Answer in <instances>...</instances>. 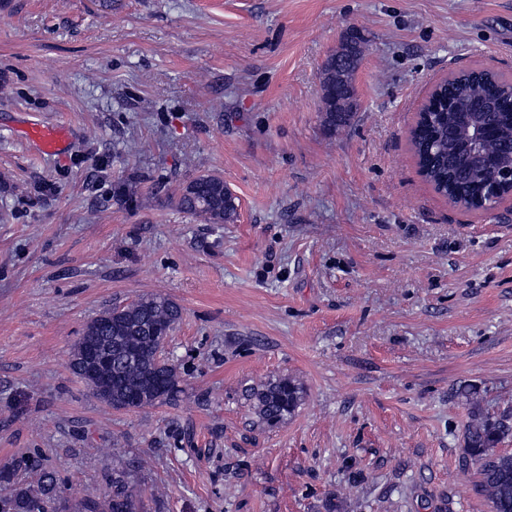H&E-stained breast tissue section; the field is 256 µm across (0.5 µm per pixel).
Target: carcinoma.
<instances>
[{
  "mask_svg": "<svg viewBox=\"0 0 512 512\" xmlns=\"http://www.w3.org/2000/svg\"><path fill=\"white\" fill-rule=\"evenodd\" d=\"M354 71L353 66L338 72L326 65L322 68V89L334 86L333 107L322 106L324 125L333 133L347 126L355 112L357 101L348 89ZM473 98L497 101L499 111L492 118L505 130L512 126V78L500 73H469L438 87L426 108L430 119L410 134L421 175L451 203L458 197L480 196L494 176L448 139V128L464 116L460 108ZM487 149L497 154L500 165H512L511 136ZM178 206L207 224H232L238 218L237 197L222 178L211 174L187 181L180 188ZM181 316L176 303L158 294L141 296L123 307L105 308L85 327L70 366L97 399L115 410L173 403L181 393L180 377L176 367L162 357L157 333L172 331ZM101 341L112 343V393L108 398L98 381L81 374L76 366L84 348ZM458 395L468 404L461 458L464 464L476 466L475 491L488 502L490 512H512V453L498 450V445L512 436V413H489L474 385L462 386ZM248 398L258 422L273 428L295 414L304 401L305 389L290 377H280L251 389ZM25 469L36 472V478L28 483L17 481L13 469L0 471V512H61L55 470L39 460L25 464ZM79 512H143L142 491L133 481L130 464L113 466L110 494L101 500L96 492H90Z\"/></svg>",
  "mask_w": 512,
  "mask_h": 512,
  "instance_id": "obj_1",
  "label": "carcinoma"
}]
</instances>
